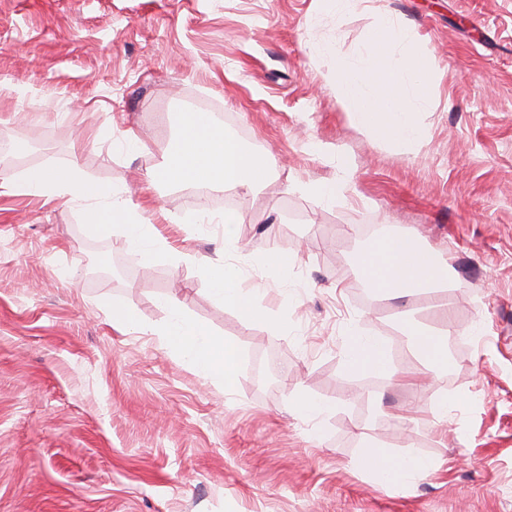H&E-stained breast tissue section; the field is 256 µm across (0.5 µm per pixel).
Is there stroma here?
<instances>
[{
    "instance_id": "stroma-1",
    "label": "stroma",
    "mask_w": 512,
    "mask_h": 512,
    "mask_svg": "<svg viewBox=\"0 0 512 512\" xmlns=\"http://www.w3.org/2000/svg\"><path fill=\"white\" fill-rule=\"evenodd\" d=\"M413 31L431 85L423 140L353 125L316 45L355 58L381 15ZM214 106L264 161L252 190L148 182L181 113ZM142 144L120 150L128 137ZM0 512H512V0H367L344 20L318 0H0ZM78 164L127 191L168 246L144 265L87 208L20 190L28 170ZM351 176L330 204L303 183ZM213 214L246 219L236 260L277 318L216 301L191 252L224 260ZM378 233L408 232L453 270L435 296L384 298L358 264ZM376 232V233H377ZM296 261L278 277L271 247ZM239 350L232 388L166 348L163 297ZM132 307L141 330L112 326ZM444 332L426 392L344 369L346 332L386 337L396 369L427 368L405 311ZM335 404L291 414L293 395ZM465 396L447 428L432 408ZM437 468L387 488L366 441Z\"/></svg>"
}]
</instances>
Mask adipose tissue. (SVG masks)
Segmentation results:
<instances>
[{"label":"adipose tissue","mask_w":512,"mask_h":512,"mask_svg":"<svg viewBox=\"0 0 512 512\" xmlns=\"http://www.w3.org/2000/svg\"><path fill=\"white\" fill-rule=\"evenodd\" d=\"M409 30L392 18H381L369 45L357 61L339 58L336 42L327 41L316 51L335 59L332 81L336 101L351 122L371 130L378 138L410 143L423 138L424 129L416 118L430 93L425 66L412 59L396 60L395 48L408 44ZM168 181L199 187L229 185L249 189L266 176L264 164L222 125L203 112L186 113L178 143L156 171ZM23 189L33 195L50 194L67 202L91 204L90 219L96 232L111 233L121 227L128 250L138 253L144 263H152L164 252L154 227L139 212L125 192L106 188L87 179L78 166L59 170L30 169ZM367 286L394 297L427 294L448 285L449 267L440 255L420 246L411 235L375 238L359 266ZM213 296L236 309L249 323L273 324L274 319L258 299L255 288H243L241 270L230 262L205 266ZM169 312L157 331L166 347L174 350L206 377L223 379L233 386L237 379V347L217 338L200 323L189 318L177 299H165ZM418 353L432 373L448 366V340L442 333L409 323ZM347 372L372 371L391 374L390 357L382 337L364 335L359 327L347 333L344 354ZM361 465L379 484L398 486L423 477L434 469L431 459L418 455L394 456L385 449L366 444Z\"/></svg>","instance_id":"ef3b65f1"}]
</instances>
